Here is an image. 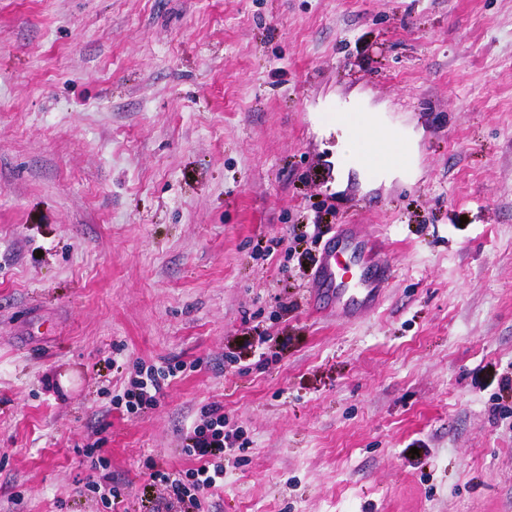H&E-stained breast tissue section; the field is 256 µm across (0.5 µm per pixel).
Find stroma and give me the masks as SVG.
<instances>
[{"instance_id":"stroma-1","label":"stroma","mask_w":512,"mask_h":512,"mask_svg":"<svg viewBox=\"0 0 512 512\" xmlns=\"http://www.w3.org/2000/svg\"><path fill=\"white\" fill-rule=\"evenodd\" d=\"M344 224L394 270L357 322ZM214 404L203 512H512V0H0V512H163ZM362 120L363 123L358 119L356 121L360 130L358 137L356 127L353 128V125L344 123L346 130L352 135V142L357 137L347 154L350 161L358 163L368 177L378 178L383 174L387 161L382 159L383 155L381 151L375 149L374 143L386 149L399 147V144L393 131L384 122L376 119L367 120L363 117ZM383 140L386 141L382 142ZM375 254L374 240L366 238L355 225L341 226L322 251L315 273V295H329L336 311L342 313L378 306L392 270L375 262ZM175 374L172 370L167 373L160 371L156 375H148L147 381H135L132 386L134 390H129L125 396L130 398L126 401L127 410H139L154 409L159 403L161 397L164 395L166 386L169 385L168 379L174 377ZM167 381V382H166ZM212 415H217L215 419L210 420L208 424H206V433L204 428L196 427L193 430V434L186 439L190 441V443H186L183 448H181V452L188 457H197V459H202L205 456L219 457L223 458L224 456V439H228V435L224 436L223 430L217 428H223L224 425V414H218L217 411H213L210 413Z\"/></svg>"}]
</instances>
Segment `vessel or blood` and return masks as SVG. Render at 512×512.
<instances>
[{
    "mask_svg": "<svg viewBox=\"0 0 512 512\" xmlns=\"http://www.w3.org/2000/svg\"><path fill=\"white\" fill-rule=\"evenodd\" d=\"M348 151L371 178L382 175L385 161L382 151L395 147L393 131L383 122L366 120ZM375 242L356 226H341L324 247L315 273V292L329 295L340 312H361L378 306L385 284L391 277L388 265L375 262Z\"/></svg>",
    "mask_w": 512,
    "mask_h": 512,
    "instance_id": "b4317fda",
    "label": "vessel or blood"
}]
</instances>
